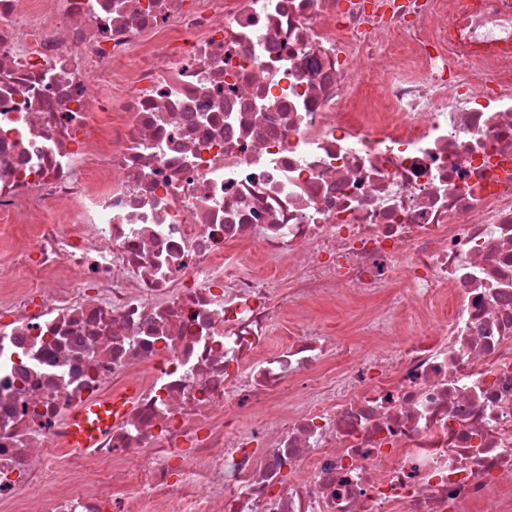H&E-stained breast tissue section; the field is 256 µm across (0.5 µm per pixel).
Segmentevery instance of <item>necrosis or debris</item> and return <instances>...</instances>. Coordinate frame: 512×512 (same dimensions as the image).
Returning a JSON list of instances; mask_svg holds the SVG:
<instances>
[{"instance_id": "1", "label": "necrosis or debris", "mask_w": 512, "mask_h": 512, "mask_svg": "<svg viewBox=\"0 0 512 512\" xmlns=\"http://www.w3.org/2000/svg\"><path fill=\"white\" fill-rule=\"evenodd\" d=\"M488 501L512 0H0V512ZM365 307V303L359 300L328 307L321 304H311L309 312L313 318H316L326 324L336 336L343 339H349L354 336V331L360 315ZM107 411L110 413L107 414ZM112 423V408L90 405L72 414L68 421V435L75 447L93 444L102 431Z\"/></svg>"}]
</instances>
